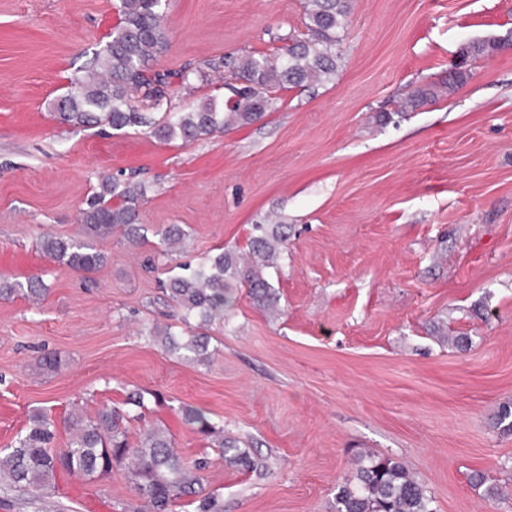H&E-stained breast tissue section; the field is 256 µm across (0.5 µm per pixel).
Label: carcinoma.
Instances as JSON below:
<instances>
[{"label": "carcinoma", "instance_id": "1", "mask_svg": "<svg viewBox=\"0 0 512 512\" xmlns=\"http://www.w3.org/2000/svg\"><path fill=\"white\" fill-rule=\"evenodd\" d=\"M307 33L288 32L279 37L284 46L272 54L248 52L226 59L205 60L178 70L163 72L154 64L169 47L163 0H118L117 24L109 40L69 81L53 109L60 123L72 128L102 123L115 131L133 129L162 142L185 144L229 129L262 121L279 108L280 91L336 83L342 67L340 49L346 37L352 0H304ZM503 39H476L463 45L465 61L498 52ZM227 70L235 84L231 95L199 99L177 111L171 107L168 88L178 83H208L212 74ZM471 76L461 68L441 84L414 88L397 104V111L416 109L439 97L441 89L453 91ZM146 185L119 176L100 178L98 188L81 210L83 233L37 239L43 256L78 273L89 274L109 257L98 239L117 232L128 244L144 241L140 207ZM188 232L171 224L162 233L161 255L170 261L184 253ZM288 222L265 217L251 225L244 249L221 250L203 261L185 262L179 272L160 283L165 301L179 311L182 328L158 325L149 329L165 351L187 361L204 362L209 352V331L223 330L233 315L236 293L246 289L254 305L278 310L279 295L266 274L277 266L287 249ZM49 288L39 276L25 281L0 277V297L20 296L38 303ZM144 407L140 394L129 393L121 401L104 405L89 414L73 405L62 420L36 410L12 445L0 448V487L51 502L56 497L57 477L66 475L86 481L100 480L122 472L124 479L144 500V512H174L177 506H192L195 512H223L212 494H202L203 459L185 465L174 450V438L162 423H149L128 406ZM184 424L205 436L225 460L252 469L255 462L235 438L224 437V428L210 422L202 409H181ZM68 435L67 447H55L60 431ZM432 497L398 459L372 454L356 459L353 480L338 487L336 512H433Z\"/></svg>", "mask_w": 512, "mask_h": 512}]
</instances>
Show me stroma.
<instances>
[{
    "label": "stroma",
    "instance_id": "35a3bbf8",
    "mask_svg": "<svg viewBox=\"0 0 512 512\" xmlns=\"http://www.w3.org/2000/svg\"><path fill=\"white\" fill-rule=\"evenodd\" d=\"M114 0H0V275L42 274L39 304L0 299V448L32 410H95L142 391L224 512H334L355 460L402 461L434 512H512V50L475 60L454 92L380 124L415 86L447 78L468 41L512 31V0H353L336 83L284 92L262 122L190 144L111 128L73 129L53 99L117 22ZM170 48L157 70L272 52L303 31L302 0H167ZM145 182L146 244L101 241L90 276L44 258L40 233L74 236L101 175ZM288 217L271 280L272 318L246 292L211 334V357L165 353L145 325L167 322L151 266L167 225L185 259L241 248L251 225ZM452 336L472 344L459 350ZM59 352L58 370L39 357ZM208 412L249 446L245 470L208 448L180 409ZM484 473L500 500L474 488ZM142 501L121 473L78 481L58 512Z\"/></svg>",
    "mask_w": 512,
    "mask_h": 512
}]
</instances>
